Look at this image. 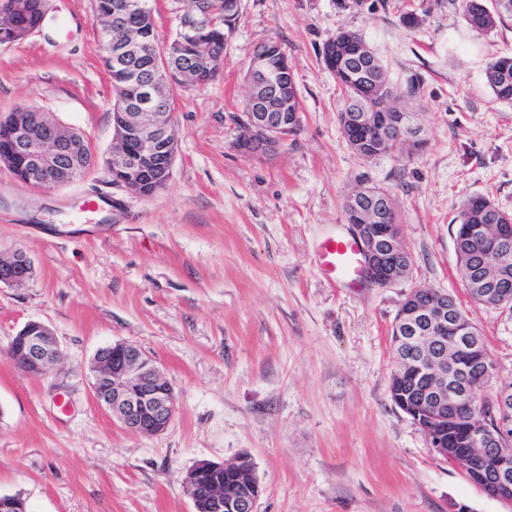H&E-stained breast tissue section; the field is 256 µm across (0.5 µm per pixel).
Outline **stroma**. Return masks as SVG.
<instances>
[{
  "label": "stroma",
  "mask_w": 512,
  "mask_h": 512,
  "mask_svg": "<svg viewBox=\"0 0 512 512\" xmlns=\"http://www.w3.org/2000/svg\"><path fill=\"white\" fill-rule=\"evenodd\" d=\"M52 19L0 45V116L29 107L80 131L96 166L33 190L0 168V254L35 262L0 287V495L29 512H195L183 479L197 462L250 455L258 512H512L429 447L390 398V329L406 295L456 298L487 341L491 388L512 383V319L471 298L457 268V216L470 196L512 212V103L488 63L512 54V24L480 32L458 0H240L217 78L175 95L167 185L140 197L104 166L114 144L112 81L96 0H50ZM416 11L421 27L406 26ZM342 29L363 32L390 79H421L406 102L423 148L363 159L342 134V97L322 58ZM287 51L300 128L270 158L235 147V116L259 45ZM388 190L413 259L388 287L330 284L318 246L347 230L355 189ZM31 320L64 358L18 372L4 353ZM122 341L155 357L177 398L174 423L121 428L91 390L96 352Z\"/></svg>",
  "instance_id": "1"
}]
</instances>
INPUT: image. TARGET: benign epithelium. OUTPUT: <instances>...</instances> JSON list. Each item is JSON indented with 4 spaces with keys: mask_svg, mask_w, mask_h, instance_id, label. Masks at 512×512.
I'll use <instances>...</instances> for the list:
<instances>
[{
    "mask_svg": "<svg viewBox=\"0 0 512 512\" xmlns=\"http://www.w3.org/2000/svg\"><path fill=\"white\" fill-rule=\"evenodd\" d=\"M29 5L25 0H4L0 14L8 18L11 42H21L33 34L21 25V17ZM142 8L146 14H154L153 6H144L136 0H126L121 9H114L107 16L115 28L123 27L125 15ZM224 23V17L216 15L203 0H194L178 16L182 34L196 39L198 54L185 63L184 75L193 66H212L215 56L210 53V42L203 36L208 30ZM143 39L133 36L112 46L102 44L106 57L118 63V59H138L144 54ZM181 54L180 42H169L153 54V68L149 78L142 82L140 99H127L121 103L122 111L113 113L117 151L113 161L125 169L127 176L120 181L129 191L149 196L163 188L171 173L175 156V140L172 133L174 113L157 111L156 104L166 99L165 90L158 82V75L168 69V57ZM266 96L256 100L255 111L238 119L240 134L236 140L239 151L256 156L273 155L288 135V124L283 115L275 111L279 99L288 95V82L282 83L266 76ZM352 128L364 131L382 125L398 128L413 126V119L404 112H356L345 116ZM7 129L8 147L0 150V165L6 166L17 180L32 189L44 190L70 182L67 174L79 175L93 162L91 145L75 130L48 119L42 112H26L22 109L0 120V128ZM156 153H162L167 164L156 173L151 190L141 188L135 176ZM375 200L371 188H364L352 198L355 209L366 219L363 224L352 225L353 234L362 241L364 250V279L371 285L391 286L405 278L408 268L398 259L402 252L401 225L386 223V216L376 207L368 206ZM485 233V253L482 258L484 276L479 283L485 298L512 303V295L504 285L512 278L505 257L509 249L511 224H488ZM34 272L32 259L17 250L8 257H0V284L18 286L28 281ZM400 323L409 327L408 343L422 346L433 343L443 347L452 343L464 353L482 350V345L470 323L448 306V301L437 297H423L412 290L402 304ZM8 354L11 361L25 373L39 375L63 358L60 342L51 328L41 321L27 322L10 340ZM459 366L441 374L439 383L431 384L420 402L421 411L442 410L452 406L459 398L458 390L465 386L468 371ZM92 371V391L95 400L112 413L113 420L124 429L144 436H157L168 430L176 413V396L172 386L165 381L158 361L140 348L126 342H115L97 351ZM494 406L496 425L491 427L478 417H473L467 428V448H448L434 421L420 419V411H413L415 424L426 436L429 447L450 459L467 458L486 448H499L506 431L512 428V388L499 389ZM227 467L224 462L203 461L197 463L186 481V488L197 500V489L204 479ZM475 485L486 494L504 501L512 500V453L501 451L496 469L484 475H475ZM260 484L250 482L248 489L228 497L217 490V484L207 483L208 494L215 512H257L261 497ZM26 510V500L19 494L0 495V512Z\"/></svg>",
    "mask_w": 512,
    "mask_h": 512,
    "instance_id": "1",
    "label": "benign epithelium"
}]
</instances>
